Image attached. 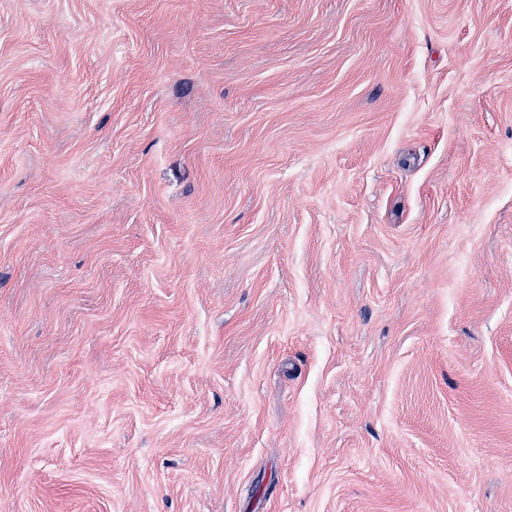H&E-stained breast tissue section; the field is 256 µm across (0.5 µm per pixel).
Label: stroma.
Segmentation results:
<instances>
[{"label":"stroma","instance_id":"obj_1","mask_svg":"<svg viewBox=\"0 0 512 512\" xmlns=\"http://www.w3.org/2000/svg\"><path fill=\"white\" fill-rule=\"evenodd\" d=\"M0 512H512V0H0Z\"/></svg>","mask_w":512,"mask_h":512}]
</instances>
